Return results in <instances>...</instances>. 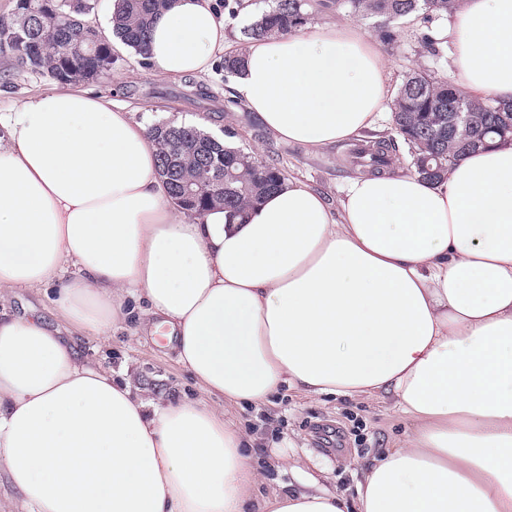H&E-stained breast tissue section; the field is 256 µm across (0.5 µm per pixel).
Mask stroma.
<instances>
[{
  "instance_id": "1",
  "label": "stroma",
  "mask_w": 512,
  "mask_h": 512,
  "mask_svg": "<svg viewBox=\"0 0 512 512\" xmlns=\"http://www.w3.org/2000/svg\"><path fill=\"white\" fill-rule=\"evenodd\" d=\"M421 21L406 23L397 43L381 45L389 65V86L398 88L406 72L413 68L434 70L438 75L460 80L454 65L451 43H444L442 57L425 52L418 43ZM0 72L10 73V87L0 88V113L12 111L32 95L55 88V81L42 72L10 71L0 61ZM210 92L206 99H187L185 82L155 76L133 49L119 52L109 77L88 81V89L128 105L137 119H156L204 124L223 129L234 124L237 146L253 149L259 158L274 154L287 176L301 180L320 191L331 202H338L349 177L358 169L350 162L353 142L346 141L319 151L273 140L257 142L251 138L243 114H223L224 98L234 78L223 65L199 76ZM52 292L30 290L10 297L8 312L24 315L37 312L54 326H65L53 303ZM74 339L82 356L100 360L106 366L128 369L134 387L174 400L198 397L191 374L179 363L176 351L159 336H135L129 325L113 329L109 340L78 333ZM230 416L245 432L255 463L264 470L265 481L254 491L263 497L271 491L285 492L298 487L295 474L281 469L280 459H299L305 472L319 477L333 490L353 494L361 477L360 466L379 457L398 443L406 421L382 398L364 400L339 396H307L293 389L280 388L269 404L233 407Z\"/></svg>"
}]
</instances>
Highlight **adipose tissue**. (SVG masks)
I'll return each instance as SVG.
<instances>
[{
	"label": "adipose tissue",
	"mask_w": 512,
	"mask_h": 512,
	"mask_svg": "<svg viewBox=\"0 0 512 512\" xmlns=\"http://www.w3.org/2000/svg\"><path fill=\"white\" fill-rule=\"evenodd\" d=\"M448 33L469 95L511 103L512 0H464ZM227 39L215 0H174L145 59L185 79ZM242 58L234 90L275 141L332 146L386 109V62L353 24ZM54 283L102 340L145 301L201 397L145 396L0 309V473L22 512H512V144L436 181L359 174L336 204L289 178L232 222L173 203L127 106L64 85L0 113V302ZM285 385L390 398L409 430L354 497L311 475L253 498L265 476L225 408Z\"/></svg>",
	"instance_id": "obj_1"
}]
</instances>
